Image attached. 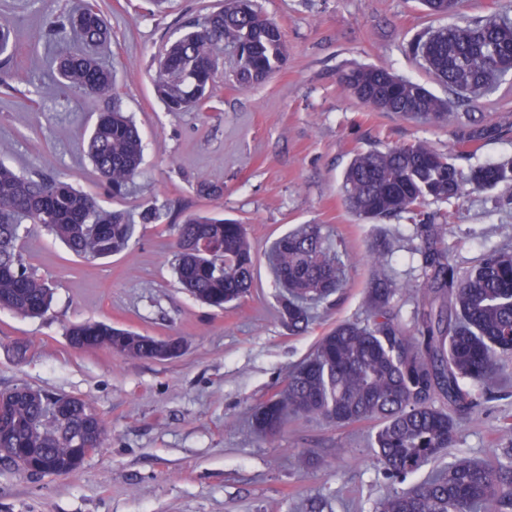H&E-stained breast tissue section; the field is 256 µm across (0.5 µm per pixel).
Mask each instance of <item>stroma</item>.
<instances>
[{
	"instance_id": "1",
	"label": "stroma",
	"mask_w": 512,
	"mask_h": 512,
	"mask_svg": "<svg viewBox=\"0 0 512 512\" xmlns=\"http://www.w3.org/2000/svg\"><path fill=\"white\" fill-rule=\"evenodd\" d=\"M112 24L101 47L115 72L114 94L143 132V173L135 195L101 190L83 144L91 106L56 82L45 43L49 18L79 0H0L18 22L11 90L0 89V161L21 173L61 174L110 209L166 205L171 222L143 226L124 252L83 260L46 229L32 231L26 258L54 292L46 317L0 311V390L27 385L84 398L102 417L103 448L65 475L33 476L0 462V512H374L393 487L368 446L374 425L336 427L288 419L269 439L251 433L253 409L267 400L318 339L343 320L364 318L370 267L362 262L376 226L345 208L340 180L353 153L382 142L425 140L445 150L447 127H423L371 110L337 84L353 63L383 65L444 95L404 46L431 20L420 0H260L282 27L287 61L264 82L218 80L201 110L170 112L156 96L154 61L166 37L224 0H97ZM224 187L198 197V181ZM505 188L455 202L444 232L457 267L512 244ZM217 213L245 224L255 280L235 307L196 301L173 275L171 243L184 215ZM302 224L339 236L354 259L347 286L320 303L308 333L293 335L281 315L282 290L268 249ZM163 339L182 337L174 360H145L104 349L72 350L67 330L85 321ZM24 342V363L13 357ZM512 394L461 423L455 453L484 459L499 445Z\"/></svg>"
}]
</instances>
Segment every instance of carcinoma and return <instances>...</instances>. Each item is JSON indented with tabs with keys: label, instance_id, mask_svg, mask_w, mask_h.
<instances>
[{
	"label": "carcinoma",
	"instance_id": "cac0c4a2",
	"mask_svg": "<svg viewBox=\"0 0 512 512\" xmlns=\"http://www.w3.org/2000/svg\"><path fill=\"white\" fill-rule=\"evenodd\" d=\"M429 15L452 22L416 33L406 52L448 90L439 97L390 68L344 69L340 88L378 112L428 126H450L454 149L424 140L384 143L357 150L341 186L349 212L359 220H403L413 228L419 280L390 272V241L377 239L366 254L373 274L365 289L362 320H345L320 337L311 356L288 373L284 386L253 413L254 428L277 435L289 416L320 418L338 426L373 422L369 447L380 472L402 483L428 464L421 482L395 491L375 512H512V444L484 461L456 456L437 461L456 441L458 424L479 413L507 388L503 357L512 354V248H493L460 272L451 262L443 232L451 213L430 209L464 190L512 188V157L465 170L458 160L475 144L508 134V123L459 112L493 94L512 65V16L499 10L485 21L465 12V0H422ZM17 31L0 13V65L7 66ZM57 46L55 67L62 86L95 105L98 118L87 153L105 189L121 198L141 173L145 142L113 96L112 69L93 49L112 40L107 16L93 4L61 11L46 33ZM233 50L229 80L259 83L284 64L288 48L279 24L255 0H224V8L189 21L160 50L154 85L170 112H189L209 98L224 47ZM168 212L152 203L138 221L109 210L67 180L51 173L25 176L0 161V309L40 317L52 289L23 255L29 225L40 224L84 259L110 257L136 239L137 224H159ZM174 271L198 301L222 309L253 287L254 250L244 225L217 215L186 216L177 225ZM349 255L321 224H304L278 237L270 252L275 281L285 289L283 316L297 335L312 322L310 306L346 284ZM415 296L411 322L392 311L403 294ZM85 349L112 350L125 337L130 357H153L155 338L95 321L70 328ZM54 395L31 390L0 393L1 448H39L62 463L72 438L97 411L80 398L71 409L48 416Z\"/></svg>",
	"mask_w": 512,
	"mask_h": 512
}]
</instances>
